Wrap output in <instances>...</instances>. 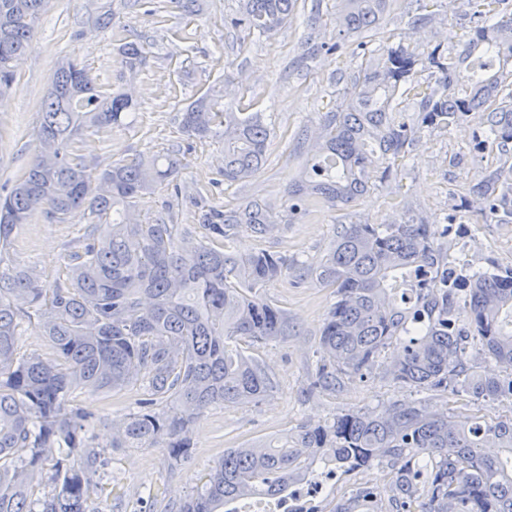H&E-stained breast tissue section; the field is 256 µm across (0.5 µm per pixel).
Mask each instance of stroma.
<instances>
[{"mask_svg": "<svg viewBox=\"0 0 512 512\" xmlns=\"http://www.w3.org/2000/svg\"><path fill=\"white\" fill-rule=\"evenodd\" d=\"M200 4L199 14L188 17L172 0H48L33 30L32 50L16 67L13 89L0 97V194L10 191L30 163L42 101L55 81L59 60L67 56L82 62L99 86L121 90L136 104L130 126L86 133L85 156L92 169L100 172L142 154L181 153V194H174L171 185H154L132 209L135 219L150 222L162 216L197 235L201 209L262 199L270 204L281 232L269 238L239 233L230 242L231 251L263 249L307 269L329 252L336 225L391 224L419 214L432 224L449 218L456 226L464 224V231L455 226L437 239L449 265L474 270L512 266V224L492 219L475 223L469 206L473 196L468 189L491 160L489 153L474 148L484 123L478 112L448 130L421 126L418 113H405L418 133L406 160L388 180L372 177L368 192L349 206L290 215L285 188L312 158L327 113L345 104L348 87L362 75L357 39L341 36L336 27L338 0H298L290 23L272 35L249 38L231 25L239 0ZM106 8L112 11V23L105 28L98 16ZM421 14L417 0H390L379 26L382 38L371 42V49L380 54L401 43L424 58L432 50L456 47L473 27L461 7L441 8L425 22ZM341 39L345 47L332 51ZM126 42L139 43L144 51V64L133 71L119 63L118 49ZM313 44L326 45V52L307 67H297V59ZM207 91L221 98L226 109L263 113L272 130L265 165L246 181L225 183L223 136L198 139L180 128L182 109ZM86 224L79 215L62 222L33 214L13 232L11 266H35L44 281L53 282L78 249ZM265 294L287 309L290 323L288 339L256 351L277 389L259 403L216 406L200 415L194 423V459L185 468L171 469L163 448L113 447L112 426L122 423L134 407V390L109 398L84 389L72 394L73 405L105 417L93 431V443L108 456V482L120 497L99 499L100 512H168L205 483L225 449L273 442L339 413L411 397V389L382 367L345 379L334 390L311 389L320 332L334 295L313 278L297 284L292 274L268 286ZM425 398L441 411L451 408L487 417L512 412L500 399L473 403L430 391Z\"/></svg>", "mask_w": 512, "mask_h": 512, "instance_id": "obj_1", "label": "stroma"}]
</instances>
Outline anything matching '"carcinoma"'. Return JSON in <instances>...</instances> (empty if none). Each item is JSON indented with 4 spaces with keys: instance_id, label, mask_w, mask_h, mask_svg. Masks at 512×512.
Wrapping results in <instances>:
<instances>
[{
    "instance_id": "cac0c4a2",
    "label": "carcinoma",
    "mask_w": 512,
    "mask_h": 512,
    "mask_svg": "<svg viewBox=\"0 0 512 512\" xmlns=\"http://www.w3.org/2000/svg\"><path fill=\"white\" fill-rule=\"evenodd\" d=\"M46 0H0V94L15 82L13 63L32 49ZM297 0H240L233 25L265 36L290 19ZM474 27L461 45L428 56L434 82L415 78L419 59L403 45L365 60L344 106L325 117L318 155L288 186L292 213L315 205L344 207L368 188L374 163L392 176L417 128L397 114L420 113L421 125L451 128L481 112L476 149L495 163L470 188L477 216L512 223V0H462ZM387 0H339L336 23L363 41L377 35ZM143 47L126 43L121 62L134 69ZM132 103L103 93L80 63L61 61L43 99L35 150L24 175L0 196V512H101L100 471L108 461L93 445L100 422L70 405L79 388L140 390L137 411L112 435L114 448H166L171 465L190 461L194 419L214 406L258 403L275 380L253 348L290 336L288 311L263 296L288 276V258L267 251L238 256L227 241L240 231L265 238L278 230L268 203L253 200L203 215L208 235L180 224L136 222L128 212L152 184L174 176V151L98 174L80 154L89 131L126 125ZM224 129V182L258 173L271 130L260 112H229L205 93L182 112L181 129L205 138ZM44 210L65 221L88 216L87 243L66 279L52 286L32 268H1L14 228ZM437 225L416 216L404 224H339L330 252L309 274L336 302L320 333L311 388L334 390L364 375L391 352L387 371L417 391L443 388L478 400L512 397V267L468 271L448 266ZM425 274L419 288L411 273ZM27 324L53 342L57 357L18 353ZM475 354L507 377L472 370ZM501 454L486 451L488 441ZM348 470L385 467V484L362 486L329 512H512V417L458 421L424 400L402 399L374 411L336 416L276 446L229 448L208 481L176 512H224L248 496H276L288 477L314 460ZM51 490L34 494L37 479Z\"/></svg>"
}]
</instances>
